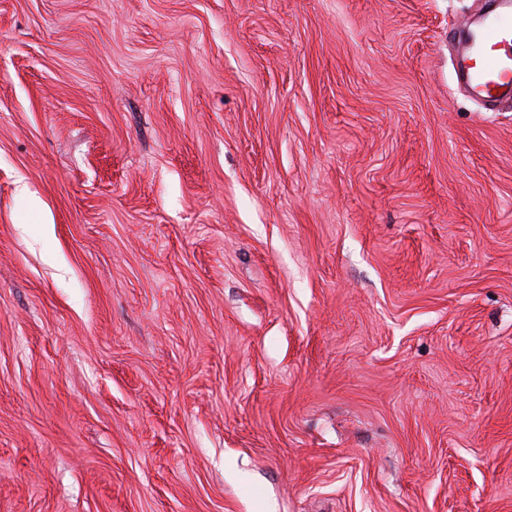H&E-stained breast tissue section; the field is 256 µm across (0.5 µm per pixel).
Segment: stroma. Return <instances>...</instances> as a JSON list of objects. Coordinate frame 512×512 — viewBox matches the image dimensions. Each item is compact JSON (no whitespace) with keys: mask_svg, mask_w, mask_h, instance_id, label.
Here are the masks:
<instances>
[{"mask_svg":"<svg viewBox=\"0 0 512 512\" xmlns=\"http://www.w3.org/2000/svg\"><path fill=\"white\" fill-rule=\"evenodd\" d=\"M484 3L0 0V512H512Z\"/></svg>","mask_w":512,"mask_h":512,"instance_id":"1","label":"stroma"}]
</instances>
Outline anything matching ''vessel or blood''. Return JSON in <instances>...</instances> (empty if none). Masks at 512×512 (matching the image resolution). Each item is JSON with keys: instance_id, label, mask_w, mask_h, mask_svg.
Listing matches in <instances>:
<instances>
[{"instance_id": "1", "label": "vessel or blood", "mask_w": 512, "mask_h": 512, "mask_svg": "<svg viewBox=\"0 0 512 512\" xmlns=\"http://www.w3.org/2000/svg\"><path fill=\"white\" fill-rule=\"evenodd\" d=\"M465 69L476 96L492 100L512 93V0H502L472 33Z\"/></svg>"}]
</instances>
